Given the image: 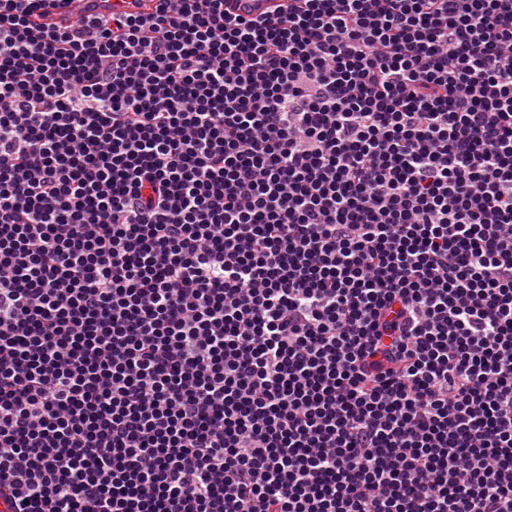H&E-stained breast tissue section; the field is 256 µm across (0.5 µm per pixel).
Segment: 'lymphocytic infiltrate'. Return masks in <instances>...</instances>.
Returning a JSON list of instances; mask_svg holds the SVG:
<instances>
[{"label":"lymphocytic infiltrate","mask_w":512,"mask_h":512,"mask_svg":"<svg viewBox=\"0 0 512 512\" xmlns=\"http://www.w3.org/2000/svg\"><path fill=\"white\" fill-rule=\"evenodd\" d=\"M0 0L14 512H512V0ZM146 7H138V4ZM156 1L138 2L134 0H42L39 12L46 20L62 23L75 17H84L92 13L106 14L112 11H144L156 5Z\"/></svg>","instance_id":"f902f5d3"}]
</instances>
